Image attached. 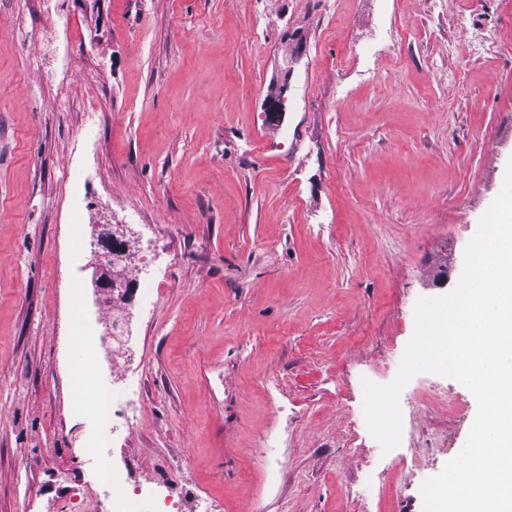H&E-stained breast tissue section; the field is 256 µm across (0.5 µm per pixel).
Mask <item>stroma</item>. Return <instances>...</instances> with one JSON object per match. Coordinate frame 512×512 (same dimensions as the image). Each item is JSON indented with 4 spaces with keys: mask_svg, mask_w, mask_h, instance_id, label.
<instances>
[{
    "mask_svg": "<svg viewBox=\"0 0 512 512\" xmlns=\"http://www.w3.org/2000/svg\"><path fill=\"white\" fill-rule=\"evenodd\" d=\"M511 161L512 0H0V512H112L99 445L179 512H422L476 399L415 375L385 453L363 383L394 380ZM114 223L160 257L99 358L142 393L105 436L72 317L106 332Z\"/></svg>",
    "mask_w": 512,
    "mask_h": 512,
    "instance_id": "obj_1",
    "label": "stroma"
}]
</instances>
